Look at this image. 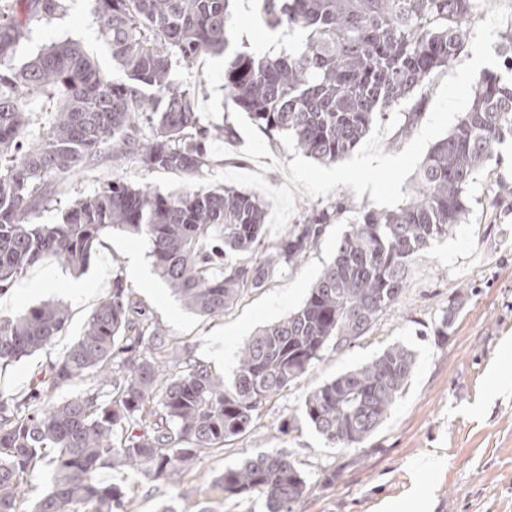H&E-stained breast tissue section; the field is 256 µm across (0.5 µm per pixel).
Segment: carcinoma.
I'll use <instances>...</instances> for the list:
<instances>
[{
    "mask_svg": "<svg viewBox=\"0 0 512 512\" xmlns=\"http://www.w3.org/2000/svg\"><path fill=\"white\" fill-rule=\"evenodd\" d=\"M96 2L99 34L124 80L109 77L70 39L11 65L23 29L63 3H0V294L47 258L83 272L101 237L119 229L147 239L155 271L188 309L220 316L297 264L342 205L295 225L264 259L249 262L232 255L263 244L265 203L230 187L164 196L119 178L72 202L55 224L25 221L49 202L51 180L104 153L191 183L209 169L205 140L214 133L173 72L232 47L233 0ZM475 10L476 0H263L269 30L304 37L278 56L234 51L225 96L267 135L286 134L305 155L336 163L386 111L454 65ZM509 133L512 81L486 70L401 205L350 225L302 305L243 345L230 380L169 347L132 289L115 278L82 336L32 378L26 394H0V512H19L23 482L47 467L51 488L30 512H124L126 493L101 481V469L167 481L248 432L261 408L303 379L328 347L351 345L397 303L413 264L469 216L474 175ZM461 305L458 294L435 327L438 339L448 336ZM68 319V307L57 302L0 322V365L51 345ZM414 362L407 347L390 346L311 389L305 418L335 447H360L404 390ZM85 377L96 385L55 400L58 389ZM210 490L259 498L266 512H292L308 482L292 459L273 452L224 468Z\"/></svg>",
    "mask_w": 512,
    "mask_h": 512,
    "instance_id": "1",
    "label": "carcinoma"
}]
</instances>
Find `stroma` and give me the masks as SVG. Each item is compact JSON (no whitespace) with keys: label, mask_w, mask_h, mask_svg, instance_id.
Wrapping results in <instances>:
<instances>
[{"label":"stroma","mask_w":512,"mask_h":512,"mask_svg":"<svg viewBox=\"0 0 512 512\" xmlns=\"http://www.w3.org/2000/svg\"><path fill=\"white\" fill-rule=\"evenodd\" d=\"M65 9L32 22L16 51V63L35 55L50 39L79 41L100 68L115 79L122 70L97 31L95 0H64ZM234 28L258 52L279 54L283 44H299L270 33L255 0H238ZM512 29V0H481L469 24L467 47L453 67L436 72L416 95L422 115L403 137L395 132L412 106L404 100L376 122L343 161L323 164L306 157L284 137L270 138L239 111L224 92V55L178 69L175 78L194 92V107L207 127L229 129L209 139L213 164L203 183L229 186L260 198L267 206L266 244H275L295 225L342 201L341 214L322 224L314 246L266 288L243 297L218 317L192 313L157 275L146 239L107 232L86 272L74 276L55 260L28 268L0 295V320L51 299L68 305L70 321L53 345L20 362L0 367V395L21 394L82 334L113 279L132 288L147 316L169 342L186 347L191 358L232 377L245 341L261 327L299 307L329 264L354 220L368 211L395 209L431 147L454 127L468 107L481 70L497 67L501 36ZM162 194L178 193L183 178L173 172H145L108 161L57 178L52 201L30 215L53 224L76 199L103 191L116 178ZM471 208L457 225L415 263L410 285L366 335L341 351H327L296 386L273 397L251 430L201 454L194 468L172 482H153L115 469L103 481L126 491L127 512H265L258 499L219 500L206 489L224 466L272 451H283L304 472L308 494L294 512H385L389 503L403 512H512V135L496 147V158L469 188ZM464 302L446 341L434 328L455 294ZM412 350L415 363L402 395L379 428L359 448L329 445L302 411L306 394L321 382L378 357L392 344ZM434 455L432 470L417 467Z\"/></svg>","instance_id":"35a3bbf8"}]
</instances>
